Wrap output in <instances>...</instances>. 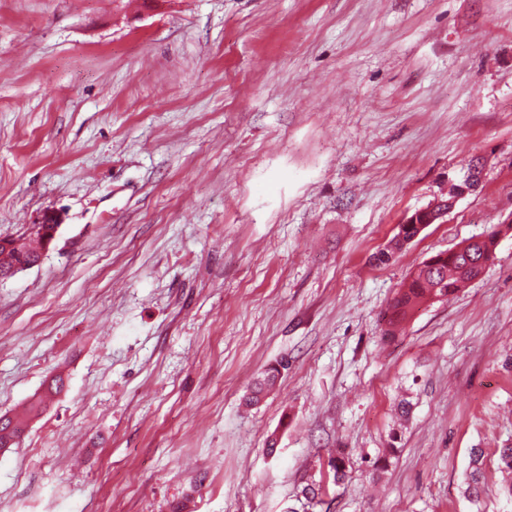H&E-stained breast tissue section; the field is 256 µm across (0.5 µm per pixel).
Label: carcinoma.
Returning a JSON list of instances; mask_svg holds the SVG:
<instances>
[{
    "label": "carcinoma",
    "mask_w": 512,
    "mask_h": 512,
    "mask_svg": "<svg viewBox=\"0 0 512 512\" xmlns=\"http://www.w3.org/2000/svg\"><path fill=\"white\" fill-rule=\"evenodd\" d=\"M480 173L479 166L469 169L468 178L453 186L448 197L443 199L445 207L452 206L455 199L462 193L463 188L470 187V178ZM423 224H400L397 232L389 240L386 247L379 252L377 260L383 264L388 263L396 254L400 253L412 242ZM45 225L33 224L21 234L24 239L22 248L29 258L36 259L44 247L46 234ZM499 231L493 230L476 242L465 241V245L457 251L439 252L421 262L411 272L407 286L394 297L392 303L383 315L386 326L384 336L389 337L405 320L409 311L428 300H446L466 287V281L472 270L494 259ZM285 365L272 367L264 373L263 379L257 384L251 396L247 398L252 405L259 401L261 394L272 388L281 369ZM25 421L9 415L0 416V448H11L18 444ZM329 473L332 474L333 483L338 485L348 477V464L343 456L330 458ZM485 450L482 448L470 449L469 462L465 473L467 500L475 507H480L481 493L484 479Z\"/></svg>",
    "instance_id": "1"
}]
</instances>
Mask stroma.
I'll return each mask as SVG.
<instances>
[{
	"label": "stroma",
	"mask_w": 512,
	"mask_h": 512,
	"mask_svg": "<svg viewBox=\"0 0 512 512\" xmlns=\"http://www.w3.org/2000/svg\"><path fill=\"white\" fill-rule=\"evenodd\" d=\"M48 212L0 281V512H473V448L512 512V0H0V236ZM497 224L382 340L409 273ZM46 224H58L55 216L53 214L47 213L43 216L41 222L39 224H32L27 228V230L17 237H1L0 238V265L1 268L5 267L6 265H10L12 263V260L14 259V249H10L7 251L6 245H12V247L17 248V255L18 258L13 260V263L11 267L5 271L0 269V279H3L5 276H10L16 274L18 271L27 269L29 267L35 266L37 263L33 262L29 258H33L34 260L37 259L40 254L41 250L44 247V242L46 240V234L43 233L45 230ZM19 238V239H15ZM24 239L23 240L21 239ZM15 239V241H14ZM23 243V244H22ZM22 245V248L25 250V254L27 255L26 258L20 253V247ZM427 225L428 224H418L417 222H413L409 217H406L403 223L398 225L397 232L389 240L386 247L379 252L376 259L381 262V264L388 263L396 254L400 253L412 242L413 236L421 229L423 231ZM25 421L9 415L0 416V448H11L20 441ZM485 450L482 448L470 449L469 462L465 473L464 494L467 500L477 509L480 508L481 493L484 479Z\"/></svg>",
	"instance_id": "35a3bbf8"
}]
</instances>
